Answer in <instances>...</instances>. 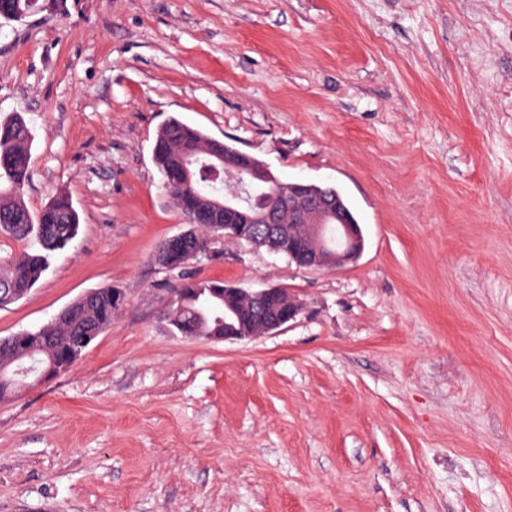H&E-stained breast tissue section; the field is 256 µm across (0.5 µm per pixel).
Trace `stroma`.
Returning <instances> with one entry per match:
<instances>
[{"instance_id": "1", "label": "stroma", "mask_w": 512, "mask_h": 512, "mask_svg": "<svg viewBox=\"0 0 512 512\" xmlns=\"http://www.w3.org/2000/svg\"><path fill=\"white\" fill-rule=\"evenodd\" d=\"M15 112L27 208L65 191L80 226L0 338L92 289L126 304L0 402V512H512V0H67L0 27ZM172 116L335 186L360 224L337 270L221 239L192 262L296 294L276 334L164 318Z\"/></svg>"}]
</instances>
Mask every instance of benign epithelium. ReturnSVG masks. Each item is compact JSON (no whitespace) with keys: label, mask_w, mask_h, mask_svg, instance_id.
I'll use <instances>...</instances> for the list:
<instances>
[{"label":"benign epithelium","mask_w":512,"mask_h":512,"mask_svg":"<svg viewBox=\"0 0 512 512\" xmlns=\"http://www.w3.org/2000/svg\"><path fill=\"white\" fill-rule=\"evenodd\" d=\"M243 166L251 169L256 186L266 190L273 185L275 192L248 211L235 191L224 193L218 204L224 206V215L230 222L240 218L249 224L264 225L261 232H253L248 238L253 248L275 254L284 252L289 261L306 269H338L360 255L364 246L360 225L337 189L304 181L277 183L253 156L228 145L224 146V155L213 157L214 172L224 171L228 182ZM284 222L293 225L286 240L280 233ZM183 236L182 232L174 235L158 248L156 259L161 265H166L170 251L184 247ZM270 296L284 299V308L276 315L265 307ZM301 311L300 299L283 288L248 290L226 284L224 318L234 316L254 324L258 333L244 335L229 326L224 329V336L216 340L242 341L271 334L295 320Z\"/></svg>","instance_id":"1"}]
</instances>
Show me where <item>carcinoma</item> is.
<instances>
[{
  "label": "carcinoma",
  "instance_id": "cac0c4a2",
  "mask_svg": "<svg viewBox=\"0 0 512 512\" xmlns=\"http://www.w3.org/2000/svg\"><path fill=\"white\" fill-rule=\"evenodd\" d=\"M60 0H0V21L20 22L42 9H54ZM33 136L25 118L16 113L0 120V236L7 239H33L38 251L20 252L0 248V278L20 291H29L48 265L49 253L65 246L78 232L79 215L70 197L60 191L37 213L23 202L30 180V157ZM224 152V142L213 141L200 129L172 117L158 132L153 161L160 174V187L176 203L193 231L187 246L211 234L224 233V208L215 204L224 194L226 182L205 176L213 154ZM224 287L218 281L186 278L176 293L186 310L181 322L190 324L201 336L224 335ZM117 311L112 305V289L100 288L81 297V303L58 313L55 320L24 336H49L55 349L71 347L73 337L89 328L106 331L112 326ZM9 350L0 353L3 373L29 367L37 374L48 367L49 359L39 353L11 361Z\"/></svg>",
  "mask_w": 512,
  "mask_h": 512
}]
</instances>
